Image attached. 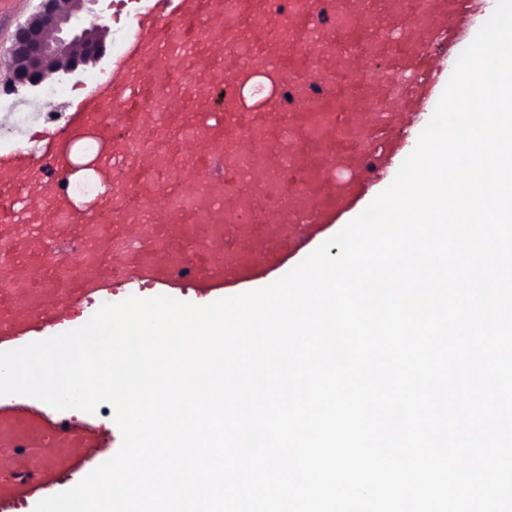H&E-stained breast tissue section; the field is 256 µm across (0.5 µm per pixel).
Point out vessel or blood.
Listing matches in <instances>:
<instances>
[{
    "mask_svg": "<svg viewBox=\"0 0 512 512\" xmlns=\"http://www.w3.org/2000/svg\"><path fill=\"white\" fill-rule=\"evenodd\" d=\"M154 0L100 92L34 165L0 157V346L80 327L124 290L204 303L272 277L375 173L426 95L435 42L477 0ZM281 92L245 107L253 71ZM94 137L105 190H67L70 144ZM75 422L0 404V512H24L101 447Z\"/></svg>",
    "mask_w": 512,
    "mask_h": 512,
    "instance_id": "b4317fda",
    "label": "vessel or blood"
}]
</instances>
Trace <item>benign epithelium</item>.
I'll return each instance as SVG.
<instances>
[{
    "label": "benign epithelium",
    "instance_id": "1",
    "mask_svg": "<svg viewBox=\"0 0 512 512\" xmlns=\"http://www.w3.org/2000/svg\"><path fill=\"white\" fill-rule=\"evenodd\" d=\"M89 0H40L36 13L18 26L9 48L13 89L35 90L54 76L62 81L103 56L105 29L83 17Z\"/></svg>",
    "mask_w": 512,
    "mask_h": 512
}]
</instances>
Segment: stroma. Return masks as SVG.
<instances>
[{
	"mask_svg": "<svg viewBox=\"0 0 512 512\" xmlns=\"http://www.w3.org/2000/svg\"><path fill=\"white\" fill-rule=\"evenodd\" d=\"M151 5V0H95L88 5L85 16L106 28L108 35L104 54L97 64H89L79 69L65 80L54 78L43 82L36 92L13 91L9 83L7 67V53L11 45L13 34L17 27L23 24L39 6V0H0V114L14 115L21 103L34 106L42 105L45 100H52L50 117H40L32 120V141H45L50 129H60L68 124L75 108L87 97L96 91L98 81L110 73L118 60L112 45L127 25L137 15L144 13ZM434 66L428 77V98L420 108L410 112V120L397 129L395 136L399 142L397 149L387 151L384 164L361 187L358 197L351 207L340 213L333 221L331 227L326 229V236H333L346 224L355 219L384 191L394 179L400 165L414 149L418 136L432 116V111L439 97L452 75L455 67L454 58L449 57L447 51L440 47H433ZM61 87L59 95H51L52 87ZM7 403H22L34 407L44 416L55 419L58 416L77 420L81 423H90L101 430L107 431L115 428L114 409L110 404H100L95 413L88 414L78 410H69L59 413L40 400L27 396H7Z\"/></svg>",
	"mask_w": 512,
	"mask_h": 512,
	"instance_id": "obj_1",
	"label": "stroma"
}]
</instances>
